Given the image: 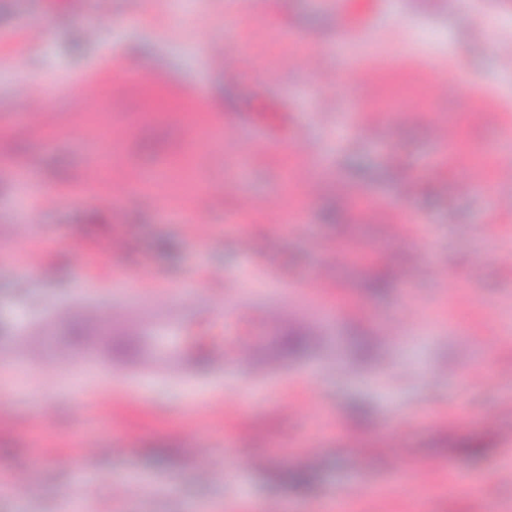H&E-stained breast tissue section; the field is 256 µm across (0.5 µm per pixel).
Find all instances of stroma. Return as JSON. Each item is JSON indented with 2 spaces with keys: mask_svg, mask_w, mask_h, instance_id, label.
Here are the masks:
<instances>
[{
  "mask_svg": "<svg viewBox=\"0 0 512 512\" xmlns=\"http://www.w3.org/2000/svg\"><path fill=\"white\" fill-rule=\"evenodd\" d=\"M1 32L0 227L55 268L0 238V347L83 292L110 306L117 272L215 309L239 292L251 328L306 339L242 393L236 369L127 385L113 337L65 375L90 334L67 319L40 363L0 366V478L25 477L0 512H322L364 482L387 512H512V0H195L183 23L155 0H0Z\"/></svg>",
  "mask_w": 512,
  "mask_h": 512,
  "instance_id": "1",
  "label": "stroma"
}]
</instances>
